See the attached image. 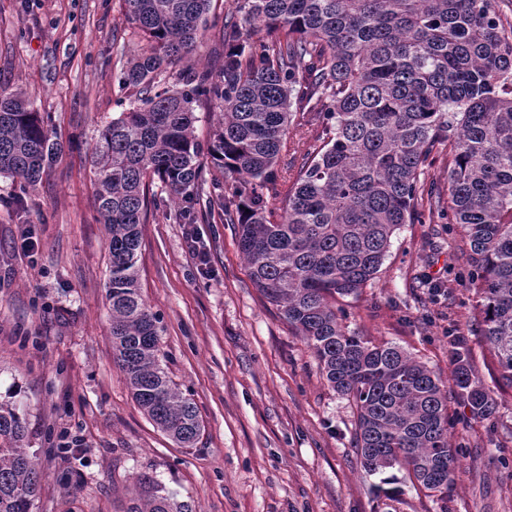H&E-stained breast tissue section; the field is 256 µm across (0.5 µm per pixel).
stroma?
Here are the masks:
<instances>
[{
	"mask_svg": "<svg viewBox=\"0 0 512 512\" xmlns=\"http://www.w3.org/2000/svg\"><path fill=\"white\" fill-rule=\"evenodd\" d=\"M230 6L213 0L198 67L222 70L216 34ZM137 43L122 0H0V87L23 91L58 137L80 143L23 202L0 177V403L25 413L41 464L32 512H123L144 472L193 512H512V389L494 380L466 298L468 248L444 216L402 226L380 272L345 302L344 324L402 347L447 384L448 337L465 338L497 413L474 416L449 395L458 467L447 498L377 494L379 475L355 452L353 403L253 286L235 225H199L206 275L170 205L142 227L139 280L160 317L162 365L202 431L182 448L144 414L112 357L109 254L89 164L102 127L132 100L113 76ZM23 224L38 242L31 257L15 249ZM64 433L78 441L65 458Z\"/></svg>",
	"mask_w": 512,
	"mask_h": 512,
	"instance_id": "obj_1",
	"label": "stroma"
}]
</instances>
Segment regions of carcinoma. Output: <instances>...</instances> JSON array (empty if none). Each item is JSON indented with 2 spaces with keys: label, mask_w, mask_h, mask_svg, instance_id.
<instances>
[{
  "label": "carcinoma",
  "mask_w": 512,
  "mask_h": 512,
  "mask_svg": "<svg viewBox=\"0 0 512 512\" xmlns=\"http://www.w3.org/2000/svg\"><path fill=\"white\" fill-rule=\"evenodd\" d=\"M123 2L144 45L117 82L136 103L100 131L91 173L108 234L112 356L135 401L176 444L200 436L141 295V224L157 180L182 223L216 214L237 225L252 284L356 408L365 470L395 469L448 497L457 464L448 391L403 348L348 330L336 301L375 278L403 225L442 213L421 175L446 144L448 223L468 246L466 291L498 383L512 388V24L496 0H234L217 33L222 71L182 69L168 86L173 67L201 47L212 0ZM202 103L219 109L205 148L194 130ZM297 111L314 143L288 166L282 197L277 167ZM61 151L34 102L1 89L0 175L33 191ZM448 345L457 396L493 416L496 401L460 340ZM26 439L24 415L0 404V512H31L41 488ZM134 489L126 512H192L147 473Z\"/></svg>",
  "instance_id": "carcinoma-1"
}]
</instances>
